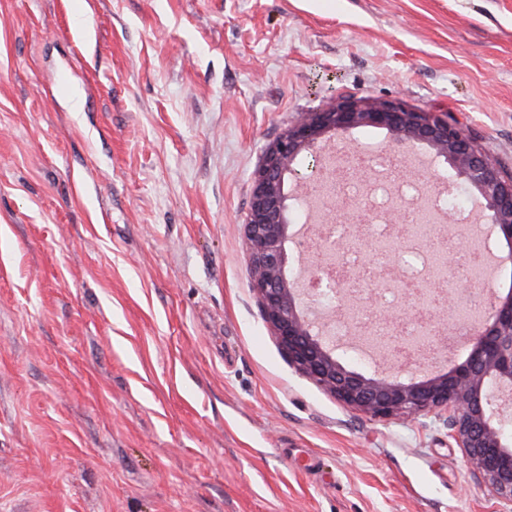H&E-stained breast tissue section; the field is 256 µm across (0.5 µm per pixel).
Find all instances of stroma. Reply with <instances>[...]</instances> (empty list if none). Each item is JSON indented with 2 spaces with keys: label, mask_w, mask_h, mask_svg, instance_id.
Masks as SVG:
<instances>
[{
  "label": "stroma",
  "mask_w": 512,
  "mask_h": 512,
  "mask_svg": "<svg viewBox=\"0 0 512 512\" xmlns=\"http://www.w3.org/2000/svg\"><path fill=\"white\" fill-rule=\"evenodd\" d=\"M340 95L512 176V0H0V512H512L442 421L350 411L262 317V150Z\"/></svg>",
  "instance_id": "1"
}]
</instances>
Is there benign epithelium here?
<instances>
[{
    "label": "benign epithelium",
    "instance_id": "benign-epithelium-1",
    "mask_svg": "<svg viewBox=\"0 0 512 512\" xmlns=\"http://www.w3.org/2000/svg\"><path fill=\"white\" fill-rule=\"evenodd\" d=\"M359 128L386 131L388 155L423 145L443 160L432 166V178L452 186L461 180L475 191L490 236L507 245L508 251L499 255L501 263L512 265V177L502 175L459 128L432 112L394 101L339 96L326 108L301 113L263 151L244 233L252 290L264 321L288 362L354 412L378 421L428 415L444 419L477 482L494 498L512 504V412L504 407L506 401L512 405V290L485 307L465 342L464 362L422 373L429 363L427 352L440 335L430 325L414 369L377 374L357 371L343 360L340 346L329 337L323 310L305 300L314 287L335 290L340 285L320 269L305 287L290 267L287 245H300L291 215L313 194L326 198L330 193L322 148L342 142L348 161L370 152L369 145L346 139ZM306 158L311 164L304 173L299 162ZM360 306L391 325L401 319L381 312L374 291Z\"/></svg>",
    "mask_w": 512,
    "mask_h": 512
}]
</instances>
